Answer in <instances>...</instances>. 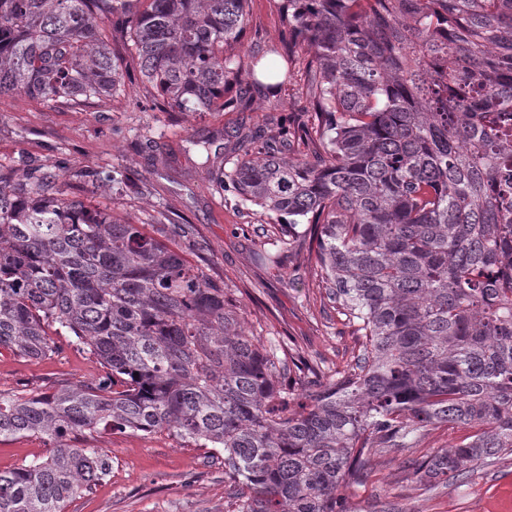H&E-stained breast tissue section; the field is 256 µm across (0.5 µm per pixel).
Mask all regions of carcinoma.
Masks as SVG:
<instances>
[{"label":"carcinoma","instance_id":"carcinoma-1","mask_svg":"<svg viewBox=\"0 0 512 512\" xmlns=\"http://www.w3.org/2000/svg\"><path fill=\"white\" fill-rule=\"evenodd\" d=\"M309 116L219 187L310 225L314 267L359 326L355 363L302 368L257 344L224 287L140 224L0 164V354L60 330L102 367L48 393L0 392V441L51 443L0 471V512H64L110 473L89 438L166 432L224 451L234 512H348L371 455L441 425L469 434L415 464L429 488L512 456V0H274ZM129 42L172 109L224 110L246 71L248 0H0V96L63 105L125 85ZM307 152L281 156L283 143Z\"/></svg>","mask_w":512,"mask_h":512}]
</instances>
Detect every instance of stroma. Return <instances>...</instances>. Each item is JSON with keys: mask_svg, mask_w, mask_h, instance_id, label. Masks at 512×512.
I'll use <instances>...</instances> for the list:
<instances>
[{"mask_svg": "<svg viewBox=\"0 0 512 512\" xmlns=\"http://www.w3.org/2000/svg\"><path fill=\"white\" fill-rule=\"evenodd\" d=\"M249 12L240 55L280 47L284 29L272 0H249ZM111 45L127 72L121 95L70 106L0 97V164L19 176L52 169L68 197L143 225L172 245L237 300L264 345L307 359L313 380L326 381L351 364L358 336L320 288L307 241L283 247L286 217L263 215L216 184L231 146L255 156L259 140L282 121L306 120L302 67H293L278 90L255 79L246 93L230 91L235 104L224 111L179 112L142 81L122 38ZM262 248L280 251V264L259 262ZM55 343L58 350L48 358L0 354V391L45 393L99 372L96 360L68 337ZM465 434L442 425L416 448L372 457L367 483L347 492L351 512H379L389 501L405 512H512V456L478 467L463 483L428 490L411 481L409 460ZM96 444L110 457V474L93 492L68 501L65 512H232L224 467L209 449L165 433L108 432Z\"/></svg>", "mask_w": 512, "mask_h": 512, "instance_id": "35a3bbf8", "label": "stroma"}]
</instances>
